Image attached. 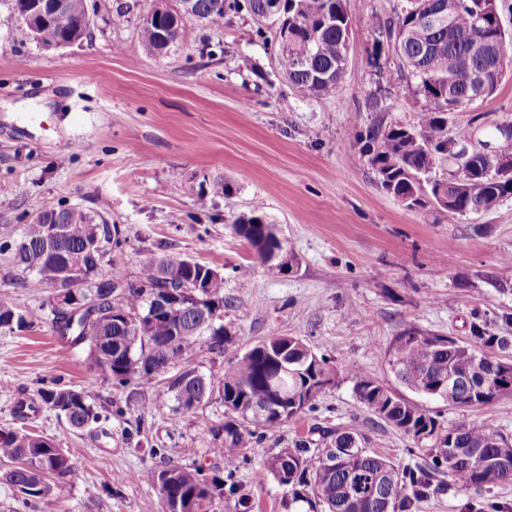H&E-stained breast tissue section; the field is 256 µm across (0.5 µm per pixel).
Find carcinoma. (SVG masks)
I'll use <instances>...</instances> for the list:
<instances>
[{
    "label": "carcinoma",
    "instance_id": "carcinoma-1",
    "mask_svg": "<svg viewBox=\"0 0 512 512\" xmlns=\"http://www.w3.org/2000/svg\"><path fill=\"white\" fill-rule=\"evenodd\" d=\"M190 2L189 19L219 28L225 16L246 11L256 21H271L277 63L283 78L311 94L336 88L346 61L352 21L343 0H180ZM400 14L384 22L382 34L398 60L396 79L414 84L425 104L409 125H380L366 135L372 149L368 163L386 192L412 197L414 209L428 211L440 198L443 209L460 215L487 212L512 195V180L498 181L488 173L492 161L481 153L470 155V169L458 177L431 179L433 169L448 162V112L474 101L475 89L466 71L478 72L493 93L501 76L499 51H476L474 45L489 35L504 43L497 0H407ZM61 22L37 29L44 44L77 41L89 26L86 0H66ZM156 14L140 27L144 51L166 49L180 35L182 21L171 11ZM488 12L492 20L477 24ZM236 232L254 249L268 274L279 276L294 256L279 237L276 226L260 214L241 217ZM127 239L117 224L80 206L46 202L38 220L25 224L18 237L0 234V254L15 267L34 276L25 288L50 290V327L72 348L89 350L93 366L115 387L147 379L156 381V409L168 408L171 422L207 405L214 393L224 403V424L211 430L210 452L224 458L242 454L249 440L295 419L316 405L323 390L339 379L299 336L274 335L255 342L241 357L224 366L219 382L191 366L197 350L205 347L218 357L232 341L231 330L214 316L224 310V278L216 269L162 252L139 263L135 276L127 274ZM71 284L67 293L86 310L70 314L51 285ZM26 314L0 300V332L27 329ZM470 340L456 346L442 343L444 334L415 326L400 331L384 348L387 366L408 390L449 407H480L512 391L498 390L512 336L490 331L488 321L473 322ZM454 372L461 385L441 386V376ZM358 403L409 439L430 443L424 464L400 467L368 447V438L355 428L319 432L324 447L312 448L299 440L264 461L273 479L288 488L286 512H408L447 484L459 489L492 488L512 481V442L496 426L481 421L443 426L436 415L405 399L380 381L352 370ZM49 408L64 419L66 429H86L112 437L110 416L84 389L44 385L16 414L28 417ZM0 477L26 496L45 498L52 492L48 478H73L77 468L61 442L40 434L0 429ZM146 481L167 505L177 501L180 512H224L225 498L234 484L200 466L188 467L163 458L149 468Z\"/></svg>",
    "mask_w": 512,
    "mask_h": 512
}]
</instances>
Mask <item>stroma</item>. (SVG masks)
I'll return each mask as SVG.
<instances>
[{"mask_svg":"<svg viewBox=\"0 0 512 512\" xmlns=\"http://www.w3.org/2000/svg\"><path fill=\"white\" fill-rule=\"evenodd\" d=\"M155 2L87 0V35L49 48L19 18L15 0H0V231L20 230L44 202L78 205L124 231L128 273L161 245L217 268L233 340L223 357L198 352L193 365L207 376L278 334L301 337L337 366L396 390L383 348L401 330L464 339L471 322L512 314V196L477 216L412 210L378 185L363 154L369 127L410 123L423 104L413 85L390 80L396 61L380 32L406 0H344L352 19L346 71L322 95L284 80L273 43L246 14L218 29L185 21L169 51L144 53L138 32ZM119 8L126 20L116 26ZM507 123L511 67L492 95L449 113L448 139L489 152L496 126ZM216 179L229 183L227 194L212 193ZM257 208L296 257L285 274L267 275L233 229ZM0 298L34 320L31 329L0 332V428L60 438L79 471L76 480H55L34 506L0 482V512H162L144 480L157 447L173 461L231 475L252 512H284L286 491L263 462L314 425L358 428L402 466L425 458L422 444L360 406L348 380L326 387L315 410L251 441L245 457L214 455L209 429L224 421L220 398L170 424L168 410L152 407L154 383L115 390L86 351L58 341L43 293L22 287L1 255ZM54 381L112 408L111 438L65 431L49 409L19 420L17 401ZM409 399L444 426L487 419L512 437V397L478 408ZM139 418L143 430L128 431ZM411 512H512V482L451 487Z\"/></svg>","mask_w":512,"mask_h":512,"instance_id":"stroma-1","label":"stroma"}]
</instances>
